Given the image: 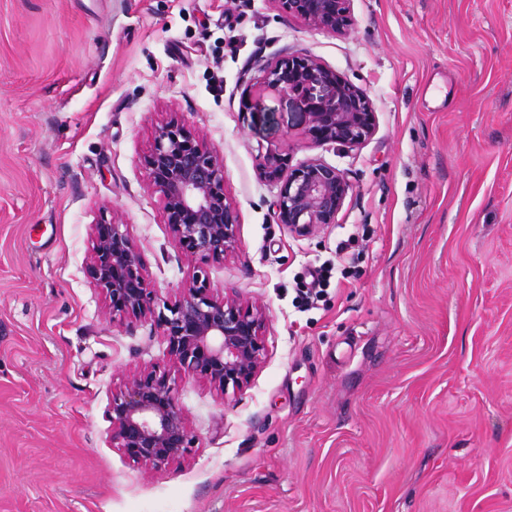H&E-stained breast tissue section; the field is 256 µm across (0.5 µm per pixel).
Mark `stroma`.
<instances>
[{
  "label": "stroma",
  "instance_id": "stroma-1",
  "mask_svg": "<svg viewBox=\"0 0 512 512\" xmlns=\"http://www.w3.org/2000/svg\"><path fill=\"white\" fill-rule=\"evenodd\" d=\"M316 30L273 0H0V512H512V0H351ZM239 43L229 52L226 21ZM301 51L363 90L345 148L260 91ZM175 119L224 164V259L177 248L147 179ZM352 188L335 223L279 224L259 149ZM126 225L156 307L199 272L259 313L263 360L219 391L154 322L114 317L95 227ZM351 241L314 305L309 269ZM167 374L194 443L154 469L112 398Z\"/></svg>",
  "mask_w": 512,
  "mask_h": 512
}]
</instances>
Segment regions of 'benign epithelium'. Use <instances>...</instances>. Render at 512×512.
I'll return each mask as SVG.
<instances>
[{
  "mask_svg": "<svg viewBox=\"0 0 512 512\" xmlns=\"http://www.w3.org/2000/svg\"><path fill=\"white\" fill-rule=\"evenodd\" d=\"M288 17L320 30L349 22L351 0H274ZM260 87L277 93L289 109L305 116L302 134L315 143L354 147L375 129L367 95L340 73L308 54H290L262 71ZM264 178L279 186L278 222L298 236L336 223L351 189L344 171L311 159L284 171V154L268 147L258 155ZM150 185L164 202L176 247L221 260L234 242L238 214L224 189V166L203 140L172 121L156 124L146 160ZM91 256L95 283L108 297L112 315L130 320L153 316L189 375L210 380L218 390L249 383L262 362L261 316L241 308L233 296L221 302L197 278L182 297L158 311L127 225H95ZM112 443L134 448V457L152 468L180 462L193 444L174 388L164 375H132L112 399Z\"/></svg>",
  "mask_w": 512,
  "mask_h": 512,
  "instance_id": "7a95c632",
  "label": "benign epithelium"
}]
</instances>
